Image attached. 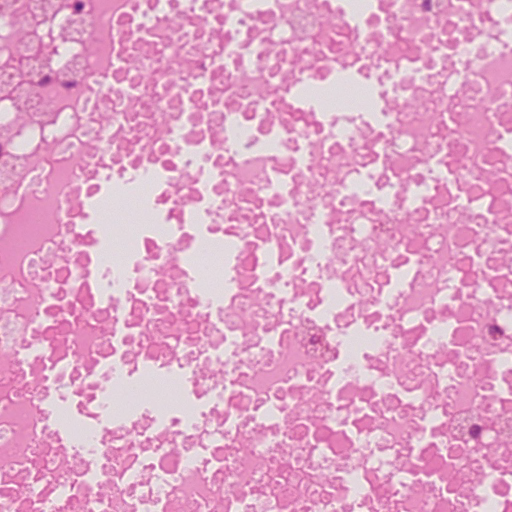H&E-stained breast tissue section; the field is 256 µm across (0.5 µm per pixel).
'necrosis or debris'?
<instances>
[{
  "instance_id": "1",
  "label": "necrosis or debris",
  "mask_w": 512,
  "mask_h": 512,
  "mask_svg": "<svg viewBox=\"0 0 512 512\" xmlns=\"http://www.w3.org/2000/svg\"><path fill=\"white\" fill-rule=\"evenodd\" d=\"M2 127L0 512H512V0H0Z\"/></svg>"
}]
</instances>
